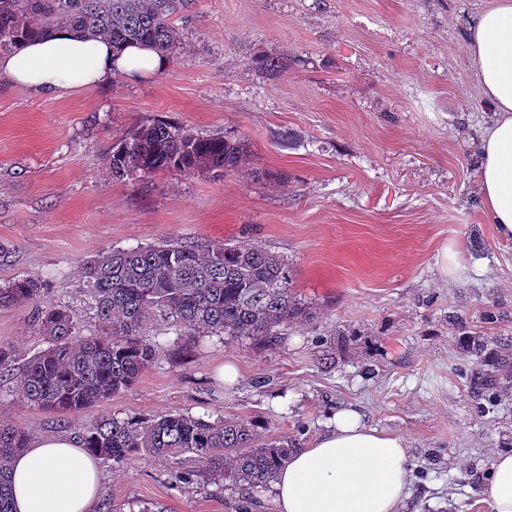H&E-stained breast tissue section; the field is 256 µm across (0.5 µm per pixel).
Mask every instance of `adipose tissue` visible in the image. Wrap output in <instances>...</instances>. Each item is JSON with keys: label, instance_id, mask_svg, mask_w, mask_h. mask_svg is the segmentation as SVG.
<instances>
[{"label": "adipose tissue", "instance_id": "1", "mask_svg": "<svg viewBox=\"0 0 512 512\" xmlns=\"http://www.w3.org/2000/svg\"><path fill=\"white\" fill-rule=\"evenodd\" d=\"M467 49L486 114L478 130L477 195L499 237L512 240V0H488L472 16ZM168 60L147 46L116 52L105 39L83 40L62 27L0 56V75L39 92L94 86L115 72L158 74ZM408 446L402 436L366 427L354 409L291 453L276 480L277 512H401L408 496ZM13 512H94L96 459L77 438L32 440L11 463ZM480 495L491 512H512V454L491 463Z\"/></svg>", "mask_w": 512, "mask_h": 512}]
</instances>
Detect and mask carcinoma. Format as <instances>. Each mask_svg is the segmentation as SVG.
<instances>
[{"label":"carcinoma","mask_w":512,"mask_h":512,"mask_svg":"<svg viewBox=\"0 0 512 512\" xmlns=\"http://www.w3.org/2000/svg\"><path fill=\"white\" fill-rule=\"evenodd\" d=\"M193 0H0V54L31 37L66 27L86 40L112 41L117 51L146 44L169 56L178 48L174 22ZM249 149L241 137L200 136L157 120L126 131L112 149L109 169L118 181L161 170L222 177ZM83 293L101 324L83 335V319L69 308L40 304L42 281L26 276L0 285V307L32 304L49 346L22 372L26 402L61 415L98 406L131 388L162 350L150 328L165 323L178 335L233 336L272 346L288 327L313 317L291 291L288 260L239 243L199 246L178 238L147 247L113 249L83 266ZM467 356L475 363L473 393L495 403V373L512 359V344L471 336ZM17 354L0 342V378L14 370ZM17 424L0 423V512H11V459L27 445ZM91 454L119 464L137 458L172 461L171 480L194 484L179 465L191 454L224 484L241 491L231 512H252L250 491L265 488L296 449L293 440L271 439L249 419L214 421L188 414L152 418L107 415L81 435Z\"/></svg>","instance_id":"cac0c4a2"}]
</instances>
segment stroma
Returning a JSON list of instances; mask_svg holds the SVG:
<instances>
[{
  "instance_id": "35a3bbf8",
  "label": "stroma",
  "mask_w": 512,
  "mask_h": 512,
  "mask_svg": "<svg viewBox=\"0 0 512 512\" xmlns=\"http://www.w3.org/2000/svg\"><path fill=\"white\" fill-rule=\"evenodd\" d=\"M487 0H195L159 74L115 76L42 94L0 75V283L38 276L45 304L86 313L82 264L169 238L245 242L288 258L312 307L275 346L179 336L155 326L156 362L102 406L58 414L19 398L21 369L0 380V419L29 437L94 427L106 414L247 418L308 445L332 413L405 438L413 476L403 512H489L478 490L512 452V363L498 408L457 375L463 331L512 341V241L477 200L485 119L466 48ZM285 72L265 71L269 58ZM167 120L247 139L224 178L158 171L113 179L121 133ZM463 262L441 272L446 248ZM491 310L495 322H483ZM0 341L27 359L47 347L29 306L0 308ZM234 363L224 385L217 370ZM176 487L159 459L100 462L96 512H228L234 488L200 462Z\"/></svg>"
}]
</instances>
